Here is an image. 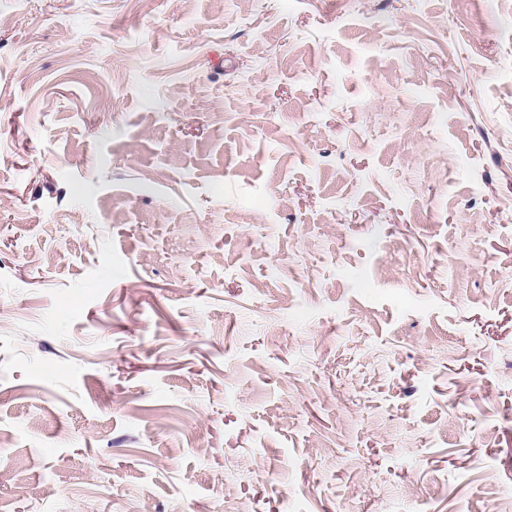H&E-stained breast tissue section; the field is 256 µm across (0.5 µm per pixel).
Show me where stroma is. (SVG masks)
<instances>
[{
    "label": "stroma",
    "instance_id": "obj_1",
    "mask_svg": "<svg viewBox=\"0 0 512 512\" xmlns=\"http://www.w3.org/2000/svg\"><path fill=\"white\" fill-rule=\"evenodd\" d=\"M512 498V0H0V512Z\"/></svg>",
    "mask_w": 512,
    "mask_h": 512
}]
</instances>
